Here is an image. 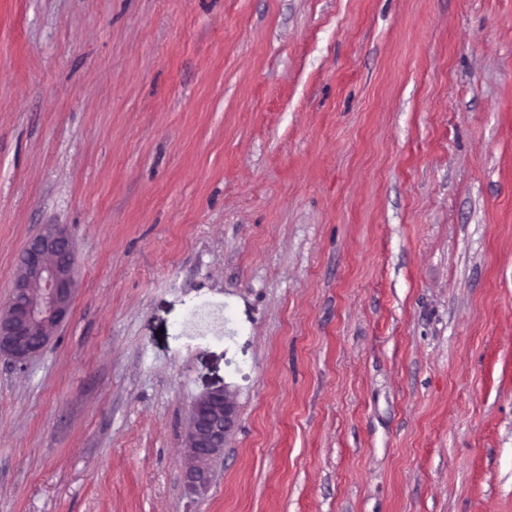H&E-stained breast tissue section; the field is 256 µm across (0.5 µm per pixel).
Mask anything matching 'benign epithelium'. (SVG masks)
<instances>
[{"mask_svg":"<svg viewBox=\"0 0 512 512\" xmlns=\"http://www.w3.org/2000/svg\"><path fill=\"white\" fill-rule=\"evenodd\" d=\"M75 247L68 230L48 224L26 245L12 295L0 307V357L24 365L40 354L74 305ZM237 422L234 398L224 388L199 395L189 411L180 475L188 490L209 486L211 465L221 457Z\"/></svg>","mask_w":512,"mask_h":512,"instance_id":"benign-epithelium-1","label":"benign epithelium"}]
</instances>
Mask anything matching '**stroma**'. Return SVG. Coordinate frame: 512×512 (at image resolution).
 <instances>
[{"mask_svg": "<svg viewBox=\"0 0 512 512\" xmlns=\"http://www.w3.org/2000/svg\"><path fill=\"white\" fill-rule=\"evenodd\" d=\"M48 224L0 512H512V0H0V305ZM75 247L68 230L48 224L26 245L12 295L0 308V357L24 365L40 354L74 305ZM236 422V402L224 388L202 393L193 401L180 467L188 490L197 492L209 486L211 465L223 454L224 444Z\"/></svg>", "mask_w": 512, "mask_h": 512, "instance_id": "stroma-1", "label": "stroma"}]
</instances>
